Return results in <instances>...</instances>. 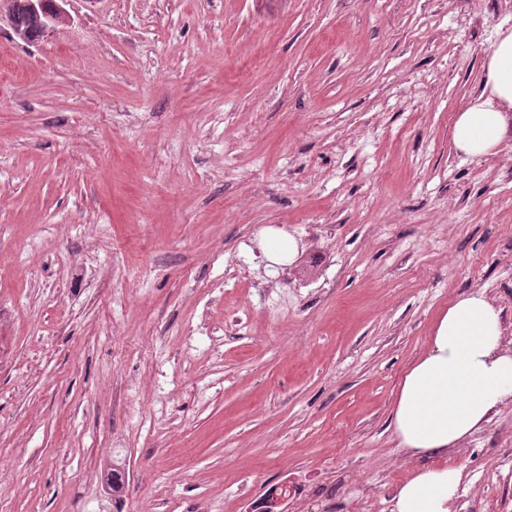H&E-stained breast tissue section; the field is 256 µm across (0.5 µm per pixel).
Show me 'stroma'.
Instances as JSON below:
<instances>
[{
	"label": "stroma",
	"mask_w": 512,
	"mask_h": 512,
	"mask_svg": "<svg viewBox=\"0 0 512 512\" xmlns=\"http://www.w3.org/2000/svg\"><path fill=\"white\" fill-rule=\"evenodd\" d=\"M69 12L0 28V512H389L439 313L512 339V147L451 139L512 0ZM506 451L512 404L448 464L491 502Z\"/></svg>",
	"instance_id": "obj_1"
}]
</instances>
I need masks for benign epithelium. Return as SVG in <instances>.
<instances>
[{
	"instance_id": "1",
	"label": "benign epithelium",
	"mask_w": 512,
	"mask_h": 512,
	"mask_svg": "<svg viewBox=\"0 0 512 512\" xmlns=\"http://www.w3.org/2000/svg\"><path fill=\"white\" fill-rule=\"evenodd\" d=\"M70 0H0V22L5 21L14 35L22 41L35 42L53 34L57 28L71 21L66 9ZM24 14L36 25L32 36L18 25V16Z\"/></svg>"
}]
</instances>
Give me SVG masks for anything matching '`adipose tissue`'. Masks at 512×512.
I'll return each instance as SVG.
<instances>
[{
	"label": "adipose tissue",
	"instance_id": "1",
	"mask_svg": "<svg viewBox=\"0 0 512 512\" xmlns=\"http://www.w3.org/2000/svg\"><path fill=\"white\" fill-rule=\"evenodd\" d=\"M481 93L452 119L456 151L481 157L512 139V29L500 31L484 65ZM512 402V346L502 310L484 292L452 300L423 354L403 371L392 410L400 448L444 453ZM458 468H425L393 491L390 512H451Z\"/></svg>",
	"mask_w": 512,
	"mask_h": 512
}]
</instances>
